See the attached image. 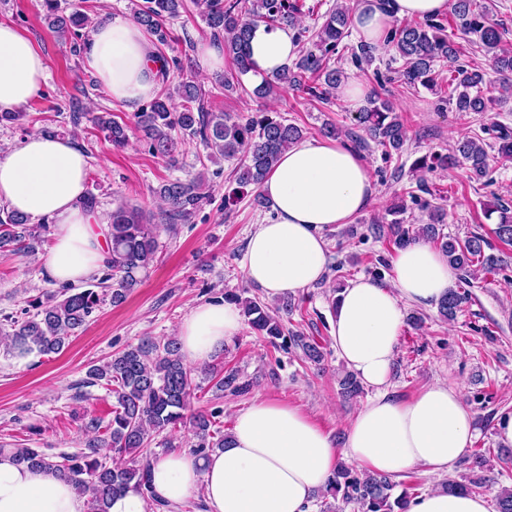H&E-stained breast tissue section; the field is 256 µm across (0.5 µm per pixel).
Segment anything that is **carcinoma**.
<instances>
[{
  "mask_svg": "<svg viewBox=\"0 0 512 512\" xmlns=\"http://www.w3.org/2000/svg\"><path fill=\"white\" fill-rule=\"evenodd\" d=\"M45 2L47 12L52 15L51 28L57 32L82 28L87 22V16L81 12L69 16L57 14V0ZM192 4L210 29V36L223 43L224 56L233 62L234 71L221 80L228 91L243 86L242 77L252 71L247 52L252 26L257 22L273 27L291 26L303 8L298 0H192ZM186 10V0H141L135 4L133 17L152 34L156 45L165 46L173 39L170 21ZM453 14L465 37L474 39L486 52L495 55L498 72L503 77L502 89L511 90L512 56L497 54L502 32L497 25L487 21V11H477L475 0H456ZM350 26L349 9L344 6L333 9L315 34L314 49L307 51L295 69L286 67L273 78H261L254 93L267 96L276 88L299 86L313 98L328 100L330 90L338 86L342 76L341 71L329 66L328 55L336 53L338 46L349 36ZM388 42L393 44L402 61L400 77L404 83L436 92L440 102L457 112L487 111L491 99L481 90L483 76L468 70L467 65L460 62L463 51L448 40L447 28L440 19L400 22L391 28ZM444 58L455 64L448 72L445 92L439 88L435 71V63ZM175 93L183 101L181 111L171 110V93L164 92L154 98L149 107L134 115V128L149 143V151L171 163L176 162L178 142L173 132L178 130L184 136L203 142L212 149V156L238 160L236 174L240 186H258L280 155L302 137V130L286 122L277 112L241 117L208 111L203 93L191 80H181L175 86ZM356 120L368 139L380 146L385 155L403 151L408 140L407 128L387 102L376 98L369 100L368 106L357 113ZM98 127L105 132L112 146L123 148L128 144L127 125L100 116ZM487 131L495 133L497 154L512 159V132L495 124ZM366 140L354 139L355 147H366ZM457 164L469 165L480 179L489 171V154L480 140L467 136L458 143L456 154L432 153L415 160L412 170L433 172ZM203 184L204 174L199 173L185 180H168L156 188L155 193L168 205L157 224L146 221L134 208L120 207L113 211L108 224L111 251L105 261L103 276L86 288L64 286L57 293L28 301L27 318L11 321L10 331L6 332L10 341L9 353L26 358L62 351L99 306V288L110 293L112 303L123 302L141 285L157 261L159 225L166 226L169 231L174 224L189 220L208 202L209 195L202 191ZM422 208L429 211L431 223L416 232L400 218L405 211L404 205L391 209L393 219L388 232L397 248L403 249L422 236L439 242L448 264L460 272L461 280L466 284L474 278L478 268L500 263V259L484 255L485 240L477 234L463 239L440 236L437 225L444 221L443 209L427 200ZM497 209L500 210V223L496 235L503 241L512 242V208L499 203ZM50 233L51 225L32 227L27 217L12 210L0 216V249L33 252L48 241ZM225 298L241 306L253 330L271 339L284 335L283 319L297 310L289 300L282 302L272 314L268 306L251 298L234 293L226 294ZM465 301L466 292L449 290L438 305L439 315L444 320L455 319ZM292 340L307 359L313 362L322 359L317 343L299 334L293 335ZM211 377L217 379L216 388L221 391L237 394L248 387V383L240 381L233 370L226 373L214 367ZM85 383L105 384L114 399L112 418L106 426H101L98 418L86 424L96 432L103 427L105 432L89 442L85 450L64 454L58 460L39 448H0V453H9L20 464L54 470L79 494L88 497L91 512H108L112 497L130 489L148 494L150 459L141 454V449L147 447L153 435L188 425L199 440L194 449L197 454L208 448H222L228 442L229 436L211 430L215 413L191 411L196 385L173 338L142 339L110 361L91 367ZM391 490L387 478L371 474L359 477L340 464L329 478L324 495L334 498L340 493L347 500L357 501L364 512H407L410 496L403 493L393 499Z\"/></svg>",
  "mask_w": 512,
  "mask_h": 512,
  "instance_id": "1",
  "label": "carcinoma"
}]
</instances>
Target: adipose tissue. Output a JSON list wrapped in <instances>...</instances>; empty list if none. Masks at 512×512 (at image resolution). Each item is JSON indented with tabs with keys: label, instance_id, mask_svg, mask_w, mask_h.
I'll list each match as a JSON object with an SVG mask.
<instances>
[{
	"label": "adipose tissue",
	"instance_id": "ef3b65f1",
	"mask_svg": "<svg viewBox=\"0 0 512 512\" xmlns=\"http://www.w3.org/2000/svg\"><path fill=\"white\" fill-rule=\"evenodd\" d=\"M448 11V0H358V38L385 43L394 20H423ZM252 72L275 77L300 53L289 29L259 23L249 39ZM86 62L114 102L135 110L155 92L158 65L142 28L121 15L94 23ZM46 59L13 25L0 23V112L39 95ZM89 160L73 138L25 136L0 158V204L54 226L45 276L57 285L89 279L104 265L107 220L84 204ZM270 207L249 237L240 266L249 282L277 298L323 282L325 228L349 224L378 195L365 159L347 143L301 140L280 157L260 187ZM455 281L441 252L423 240L399 250L389 283L360 277L338 295L332 337L346 366L374 396L334 440L298 407L257 398L235 410L228 445L203 456L175 449L152 460L151 497L170 512L198 498L202 512H311L338 460L374 475L398 478L413 469L442 475L463 458L474 436L473 415L457 387L426 386L413 399L392 396L389 385L405 304L438 305ZM242 328L229 302L195 305L175 333L184 364L212 360ZM148 497V498H151ZM147 497L129 490L113 497L109 512H147ZM0 512H86V500L49 469L0 455ZM408 512H489L486 497L431 490L411 500Z\"/></svg>",
	"mask_w": 512,
	"mask_h": 512
}]
</instances>
